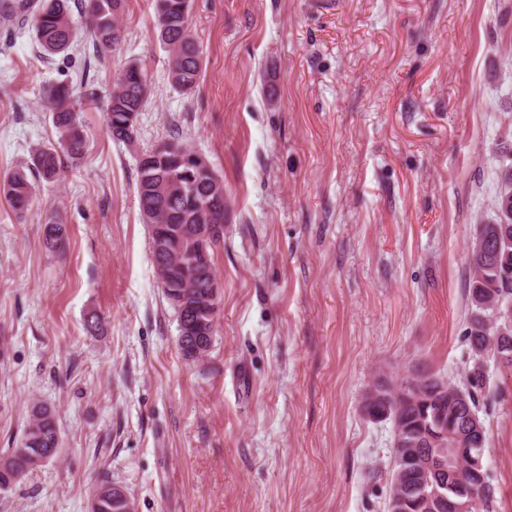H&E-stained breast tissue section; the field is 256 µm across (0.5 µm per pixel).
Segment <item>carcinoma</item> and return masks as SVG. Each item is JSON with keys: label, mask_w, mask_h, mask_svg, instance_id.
<instances>
[{"label": "carcinoma", "mask_w": 512, "mask_h": 512, "mask_svg": "<svg viewBox=\"0 0 512 512\" xmlns=\"http://www.w3.org/2000/svg\"><path fill=\"white\" fill-rule=\"evenodd\" d=\"M125 0H80V22L86 45L98 60H104L120 45V20ZM158 39L169 56L168 80L183 94H192L199 85L203 59L198 43L190 33L191 0H152ZM0 21L22 34L34 36L39 52L47 59L69 56L75 49L76 22L69 0H6L0 4ZM87 83L86 73L76 81L52 84L46 90L47 110L57 139L34 150L32 170L53 182L64 168V161L76 162L84 154L81 122V98L77 87ZM150 93L146 71L131 63L118 71L112 81L106 128L112 140L132 142L137 134L138 116ZM198 152L180 138L145 151L137 160L136 195L143 223L162 224L168 232L166 249L157 248L151 236L152 260L167 259L190 251L200 224L224 223V184L216 183V171L198 163ZM499 219L479 225L472 241L470 265L472 279L468 288L466 341L473 358L462 381L448 382L445 395L433 396L443 378L420 375L424 390L416 396L408 393L395 401V407L380 416L381 407L361 404L363 415L371 421H388L393 435L414 434L426 423H437L448 430V446L462 448L463 463L448 465V470L422 474L414 456L425 447L393 449L394 468L389 470V487L400 482L405 497L404 512H439L434 506L439 494L450 502H462L477 494L479 501L471 512H496V487L484 464L488 447L486 429L471 430L470 416L479 413V397L489 382L483 353L496 360L503 352L512 355V163L499 168ZM0 195L10 207L22 212L33 201L35 186L25 170L18 169L0 181ZM216 283L214 259L197 268L173 270L168 282L161 283L163 293L174 309L178 322V346L183 355L205 339L203 327L216 326L215 313L204 307ZM187 295L185 304L176 302L178 293ZM60 440L55 414L36 402L30 420L17 447L0 458V490L16 484L28 471L54 457ZM126 488L106 479L93 493L91 512H128L132 500L123 495Z\"/></svg>", "instance_id": "1"}]
</instances>
